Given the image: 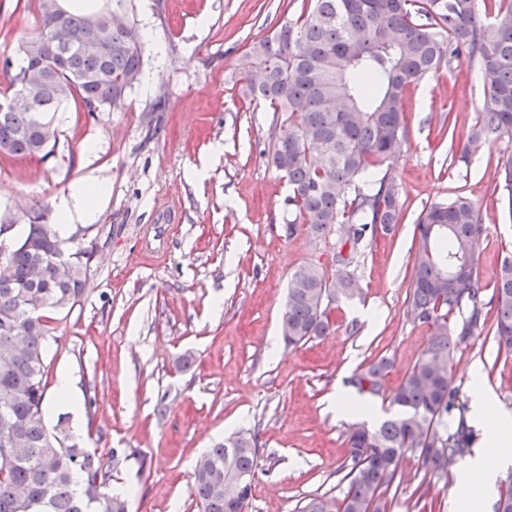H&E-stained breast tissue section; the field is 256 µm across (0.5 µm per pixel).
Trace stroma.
Masks as SVG:
<instances>
[{
  "label": "stroma",
  "instance_id": "1",
  "mask_svg": "<svg viewBox=\"0 0 512 512\" xmlns=\"http://www.w3.org/2000/svg\"><path fill=\"white\" fill-rule=\"evenodd\" d=\"M16 2L0 0V60L35 33L36 11ZM301 3L132 0L143 66L123 105L92 117L71 109L46 161L0 156V224L12 223L14 239L32 200L48 204L54 224L61 196L91 179L108 185L95 223L72 233L98 253L80 305L51 322L48 380L64 370L76 378L77 440L115 459L111 487L129 492L130 512H198L195 461L238 430L258 446L247 512H299L316 493L340 501L357 418L338 416L333 398L355 396L351 378L383 356L396 387L431 335L405 314L421 211L459 194L473 200L484 294L512 254V196L497 168L512 140L465 153L488 79L478 63L454 60L407 90L409 138L389 170L400 220L362 248L361 295L336 304L328 335L285 346L288 275L327 260L330 243L285 234L288 186L268 161L281 127L268 103L244 99L243 56ZM475 364L512 412V354L485 331L452 353L459 402H470Z\"/></svg>",
  "mask_w": 512,
  "mask_h": 512
}]
</instances>
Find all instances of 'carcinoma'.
Wrapping results in <instances>:
<instances>
[{
  "label": "carcinoma",
  "mask_w": 512,
  "mask_h": 512,
  "mask_svg": "<svg viewBox=\"0 0 512 512\" xmlns=\"http://www.w3.org/2000/svg\"><path fill=\"white\" fill-rule=\"evenodd\" d=\"M129 0H108L92 14L65 11L59 29L51 0H37L38 30L16 57L3 62L7 88L0 95V155L46 160L33 113L8 100L27 85L38 112L62 127L70 104L89 116L120 107L137 82L143 41L128 17ZM498 4L489 32L475 0H305L301 13L254 43L244 66L255 76L243 95L286 116L268 160L288 183V236L303 230L327 239L339 225L332 254L349 248L348 261L299 265L288 279L282 333L290 347L330 332L331 306L361 291L356 276L361 247L381 226L399 222L395 185L383 167L399 158L409 137L407 88L463 56L489 78L484 104L465 149L490 137L512 139V0ZM119 12L123 25L103 23L106 55L70 46L88 21ZM512 210V155L498 160ZM25 231L0 262V512H129L126 497L107 490L112 465L74 441L66 421H46L47 313L71 310L87 291L94 246L71 251L44 210L22 214ZM481 225L473 201L458 195L424 208L414 235L406 316L431 328L421 357L395 388L383 356L351 380L363 395L389 400L393 415L376 428L359 422L349 433L347 490L336 512H390L384 488L401 482L399 461L417 454L423 477L415 504L435 509V479L469 447L472 433L457 405L448 366L452 350L486 322L475 252ZM491 332L512 353V255L504 257L492 293ZM466 312L461 324L448 315ZM258 470L256 435L244 431L216 443L196 462L191 496L200 512H247Z\"/></svg>",
  "instance_id": "cac0c4a2"
}]
</instances>
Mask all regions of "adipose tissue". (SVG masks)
Instances as JSON below:
<instances>
[{
  "mask_svg": "<svg viewBox=\"0 0 512 512\" xmlns=\"http://www.w3.org/2000/svg\"><path fill=\"white\" fill-rule=\"evenodd\" d=\"M107 194L103 182L92 180L57 203L60 217L55 229L60 237H68L75 223L91 221ZM472 379L471 414L483 432V446L477 449L467 467L474 492L455 497L450 512H489L500 473L512 467V413L500 409L479 376L478 368H470Z\"/></svg>",
  "mask_w": 512,
  "mask_h": 512,
  "instance_id": "ef3b65f1",
  "label": "adipose tissue"
}]
</instances>
